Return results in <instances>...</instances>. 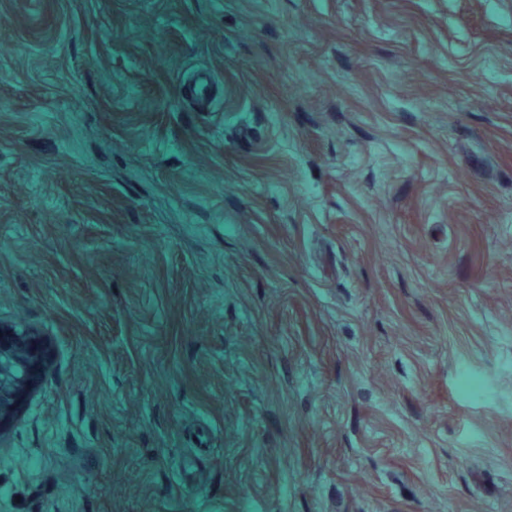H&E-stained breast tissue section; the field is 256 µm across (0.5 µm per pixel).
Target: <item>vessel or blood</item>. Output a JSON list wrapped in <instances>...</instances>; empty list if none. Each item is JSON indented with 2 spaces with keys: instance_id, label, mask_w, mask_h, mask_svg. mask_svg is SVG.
Here are the masks:
<instances>
[{
  "instance_id": "obj_1",
  "label": "vessel or blood",
  "mask_w": 512,
  "mask_h": 512,
  "mask_svg": "<svg viewBox=\"0 0 512 512\" xmlns=\"http://www.w3.org/2000/svg\"><path fill=\"white\" fill-rule=\"evenodd\" d=\"M12 359L23 369L22 381L0 383V433L12 429L33 411L35 395L51 396V371L58 358V348L41 326L18 328L9 321L0 322V360Z\"/></svg>"
}]
</instances>
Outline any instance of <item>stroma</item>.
I'll return each instance as SVG.
<instances>
[{
  "mask_svg": "<svg viewBox=\"0 0 512 512\" xmlns=\"http://www.w3.org/2000/svg\"><path fill=\"white\" fill-rule=\"evenodd\" d=\"M1 319L0 512H512V0H0ZM44 333L39 325L20 329L12 322H0V360L13 359L23 369L22 382L5 385L0 379V433L38 408V403L32 404L37 393L43 399L53 393L50 370L56 365L58 348L51 336H41Z\"/></svg>",
  "mask_w": 512,
  "mask_h": 512,
  "instance_id": "stroma-1",
  "label": "stroma"
}]
</instances>
